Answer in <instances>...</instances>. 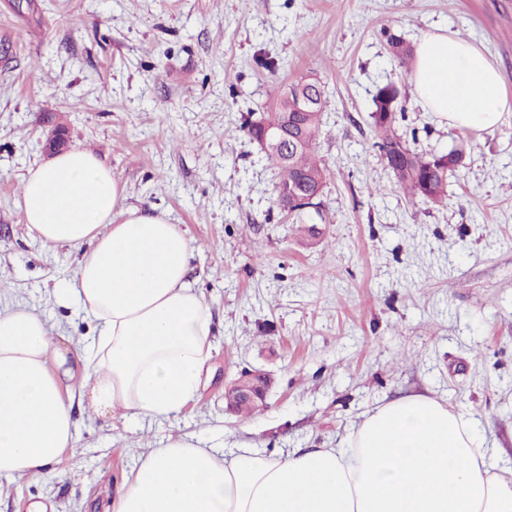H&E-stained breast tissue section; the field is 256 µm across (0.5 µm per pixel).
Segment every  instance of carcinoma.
Masks as SVG:
<instances>
[{
  "mask_svg": "<svg viewBox=\"0 0 512 512\" xmlns=\"http://www.w3.org/2000/svg\"><path fill=\"white\" fill-rule=\"evenodd\" d=\"M386 44L392 57L406 68L414 57V47L401 36L383 30ZM307 78L300 77L287 85L274 87V99L265 112H249L243 126L250 139L260 143L268 128L280 127L285 113L295 112L303 106ZM374 109L372 125L376 133L379 158L393 174L396 183L413 201H421L432 207L445 205L448 200V185L462 166L465 155V139L458 136L446 152L419 153L412 149L400 132V122L405 118V106L401 89L392 83L379 86L373 95ZM330 100L326 93L317 95L315 106L304 116L300 131L299 149L284 158L266 156L277 170L275 185L276 201H281L288 192L302 187L308 190H324L330 176L326 164L317 156V145L322 128V117L328 110ZM315 208L290 213L294 224H314L324 220L321 199L314 202Z\"/></svg>",
  "mask_w": 512,
  "mask_h": 512,
  "instance_id": "cac0c4a2",
  "label": "carcinoma"
}]
</instances>
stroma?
I'll return each mask as SVG.
<instances>
[{
	"label": "stroma",
	"instance_id": "1",
	"mask_svg": "<svg viewBox=\"0 0 512 512\" xmlns=\"http://www.w3.org/2000/svg\"><path fill=\"white\" fill-rule=\"evenodd\" d=\"M385 28L473 41L512 98V0H0V307L74 337L93 325L54 295L78 251L45 246L22 213L52 117L111 169L125 205L186 231L188 280L213 321L208 371L175 420L75 406L72 448L41 478L0 475V512H112L139 456L178 435L227 454L339 448L368 412L418 394L477 416L494 463L512 468V121L471 139L447 205L409 200L373 146L377 87L405 93L417 152L459 132L422 109ZM302 74L331 101L316 242L277 206V172L242 125L271 82ZM255 369L271 388L242 419L224 391Z\"/></svg>",
	"mask_w": 512,
	"mask_h": 512
}]
</instances>
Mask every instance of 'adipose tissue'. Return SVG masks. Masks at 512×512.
I'll list each match as a JSON object with an SVG mask.
<instances>
[{
  "mask_svg": "<svg viewBox=\"0 0 512 512\" xmlns=\"http://www.w3.org/2000/svg\"><path fill=\"white\" fill-rule=\"evenodd\" d=\"M410 82L423 108L478 137L512 119L499 71L472 41L421 36ZM24 221L80 250L64 306L93 320L66 336L24 305L0 310V474L39 478L74 441L78 382L97 415L172 420L197 394L210 308L186 279L191 243L163 212L123 204L97 156L76 147L31 167ZM479 420L409 397L377 407L346 447L232 456L185 435L141 455L113 512H512Z\"/></svg>",
  "mask_w": 512,
  "mask_h": 512,
  "instance_id": "obj_1",
  "label": "adipose tissue"
}]
</instances>
